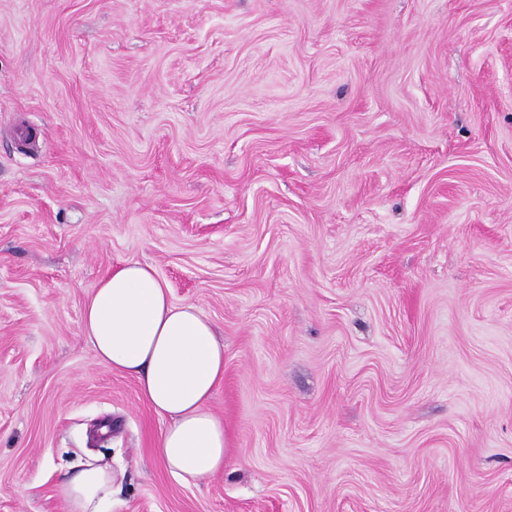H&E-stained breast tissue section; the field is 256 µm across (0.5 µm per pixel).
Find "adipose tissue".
I'll use <instances>...</instances> for the list:
<instances>
[{
	"mask_svg": "<svg viewBox=\"0 0 512 512\" xmlns=\"http://www.w3.org/2000/svg\"><path fill=\"white\" fill-rule=\"evenodd\" d=\"M83 333L99 364L134 376L166 421L160 463L175 477L203 481L224 469V424L210 400L224 380V345L191 304L173 303L155 268L128 262L105 274L82 312ZM118 476L85 464L57 485L65 512H105Z\"/></svg>",
	"mask_w": 512,
	"mask_h": 512,
	"instance_id": "ef3b65f1",
	"label": "adipose tissue"
}]
</instances>
